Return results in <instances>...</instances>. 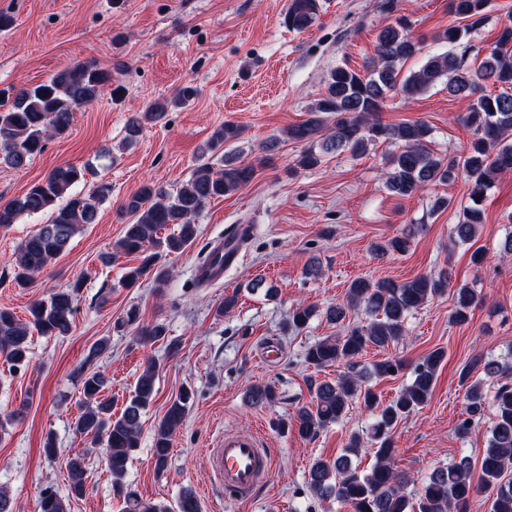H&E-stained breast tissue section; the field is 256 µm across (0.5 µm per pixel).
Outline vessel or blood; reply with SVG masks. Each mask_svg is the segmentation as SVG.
<instances>
[{
	"mask_svg": "<svg viewBox=\"0 0 512 512\" xmlns=\"http://www.w3.org/2000/svg\"><path fill=\"white\" fill-rule=\"evenodd\" d=\"M245 231V226L238 225L226 233L219 243L224 255L223 269L199 265L198 278L216 282L223 278L226 270L237 267L242 259ZM208 463L221 497L231 503L254 499L267 482L272 467L270 452L264 447L261 436L229 431L224 432L210 449Z\"/></svg>",
	"mask_w": 512,
	"mask_h": 512,
	"instance_id": "1",
	"label": "vessel or blood"
}]
</instances>
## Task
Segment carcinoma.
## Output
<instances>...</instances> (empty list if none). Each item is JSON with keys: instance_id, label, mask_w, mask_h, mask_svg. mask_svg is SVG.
Wrapping results in <instances>:
<instances>
[{"instance_id": "1", "label": "carcinoma", "mask_w": 512, "mask_h": 512, "mask_svg": "<svg viewBox=\"0 0 512 512\" xmlns=\"http://www.w3.org/2000/svg\"><path fill=\"white\" fill-rule=\"evenodd\" d=\"M491 0H449L452 21L438 34L450 49L432 54L409 76L402 75L406 61L421 50V41L411 32L409 19L399 16L379 30L375 56L357 71L348 65L331 70L310 117L288 128V137L304 144L296 160V168L312 169L321 163L322 155L348 150L363 155L380 140L398 145L390 161L385 185L402 198H414L438 183L462 178L467 186L469 202L460 213L452 231L453 241L470 243L477 227L485 223V201L500 174L512 172V21L500 25L497 37L487 49L472 44V36L489 20ZM319 12L318 0H290L284 16L285 26L303 32L313 25ZM446 81L448 93L466 103L461 121L470 139L461 156L442 157L428 145L429 128L422 121L388 125L380 120L387 98L396 91L413 98L440 81ZM112 84V71L95 64L67 66L40 84L19 90L15 95L0 91V163L14 169L26 166L41 154L48 139L65 134L74 121L75 112L97 99L101 90ZM194 90L184 87L169 100L151 103L132 116L126 126V141L139 137L144 124L158 122L171 108L184 104ZM240 128L225 123L211 135L210 149L216 151L236 140ZM254 165H242L230 157L216 168L202 162L190 177L170 193L152 183L143 184L122 205L133 217L125 225L115 245L116 252L137 255L141 263L128 268L125 285L133 287L140 280L153 277L156 287L166 279L164 270L156 267L160 251L179 252L189 247L197 236L196 216L210 201L246 188L256 177ZM86 170L72 164L55 167L25 193L0 205V229H8L23 216L51 212L47 223L39 225L21 241L14 253L15 284L30 288L65 250L80 227L96 222L100 205L112 193L111 185L100 182L85 198H68L72 187L85 180ZM178 232L166 238L160 231L170 225ZM412 234L395 236L376 247V255L384 257L408 252ZM448 288V276L419 275L397 283L356 279L347 291L346 303L325 310L326 319L343 325L335 336H327L309 345L306 361L315 368L345 364L348 373L334 382L318 384L311 405L298 409L293 425L299 436L312 439L319 432L337 424L357 401L373 414L368 432L353 434L344 452L332 461L318 458L308 471V486L319 499L333 498L353 512H467L471 498L479 489L491 488L495 496L491 512H512V480L505 473L512 468V365L480 354L460 373L466 389L467 418L456 426L460 436L467 435L473 423L480 420L487 395L483 378L473 374L482 371L484 378L500 381L492 397L494 420L490 437L480 462L462 454L449 464L436 467L419 482L415 494L405 493L411 479L395 466V448L391 438L394 427L422 408L434 391L438 370L445 353L434 350L411 367L410 380L392 400L384 403L367 385L373 376L384 377L403 368L397 358L373 364L369 371H355V359L369 348L384 350L405 336V321L434 296ZM78 285L51 293L34 301L29 316L21 320L6 307H0V359L17 370L29 362L32 333L41 336H64L72 328L75 313V291ZM452 318L458 323L468 320L472 309L483 296L467 284L454 289ZM361 310L369 318L365 324H344L348 313ZM315 309L299 305L288 318V326H306ZM140 344L165 335L160 324L136 330ZM158 368L149 359L137 378L134 395L125 403L120 415L112 416V404L99 400L103 378L97 372L85 374L82 382L85 410L74 422L77 433L90 438V443L103 449L106 468L112 476V487L123 497V512H200L195 495L186 490L175 503L145 499L125 482L131 456L140 447V427L144 410L156 394ZM247 398L255 406L274 400L268 385L252 384ZM193 395L185 390L168 405L153 432L151 459L157 472L167 469L172 452V436L185 420ZM371 452L374 463L367 472L353 468L352 458ZM67 467L73 497L85 490V458L76 454ZM479 476H474L475 469ZM40 512H67L58 493L46 488L39 496Z\"/></svg>"}]
</instances>
